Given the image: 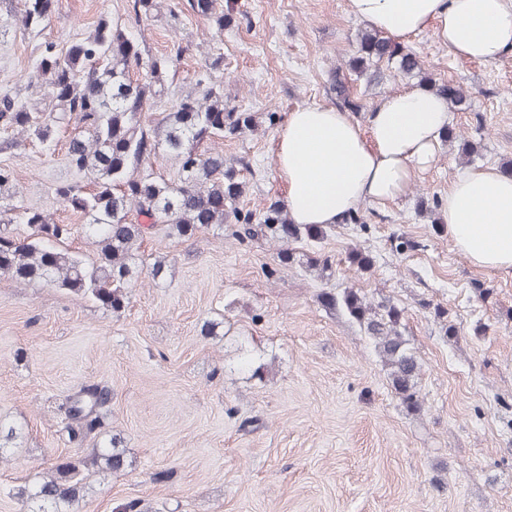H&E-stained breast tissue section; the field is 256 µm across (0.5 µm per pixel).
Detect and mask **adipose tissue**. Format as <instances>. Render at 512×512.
Segmentation results:
<instances>
[{"label":"adipose tissue","instance_id":"adipose-tissue-1","mask_svg":"<svg viewBox=\"0 0 512 512\" xmlns=\"http://www.w3.org/2000/svg\"><path fill=\"white\" fill-rule=\"evenodd\" d=\"M354 16L401 42L431 27L453 55L483 63L512 51V0H349ZM449 122L446 99L413 88L387 96L359 123L328 106L297 109L278 139L275 167L296 224L332 226L364 201L387 204L434 166ZM450 239L472 265L512 269V176L464 171L440 204Z\"/></svg>","mask_w":512,"mask_h":512}]
</instances>
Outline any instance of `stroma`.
<instances>
[{
  "mask_svg": "<svg viewBox=\"0 0 512 512\" xmlns=\"http://www.w3.org/2000/svg\"><path fill=\"white\" fill-rule=\"evenodd\" d=\"M56 2L43 36L15 16L0 25V90L25 92L43 40L62 47L100 15L127 18L128 0ZM158 2L138 39L155 56L175 42L184 52L151 116L170 111L223 53L214 80L229 104L256 115L254 130L222 144L249 163L242 207L286 198L279 135L290 112L335 106L331 73L354 53L363 22L348 0H236L239 28L215 41L211 20ZM405 46L435 80L465 92L470 107L454 111L452 125L480 146L471 165L512 161V52L464 60L429 28ZM346 80L364 105L362 123L384 97L418 85L401 75L371 87ZM74 134L61 128L50 155L0 152V165L14 169L25 202L75 225L65 248L91 257L80 217L51 193L75 177L65 163ZM460 154V142L440 144L435 165L397 201L359 205V223L332 226L317 248L328 264L321 272L299 262L306 244H293L297 260L284 267L263 236L206 231L188 242L148 236L140 253L164 259L166 275L142 273L118 316L67 290L0 276V420L19 431L0 461V487L74 454L56 407L95 383L112 391L99 438L121 437L133 466L91 477L79 512H112L119 500L138 501L141 512H512V270L472 266L420 213L464 171ZM354 249L372 257L369 269L350 266ZM346 288L403 309V334L422 363L421 412L395 396L359 324L317 300ZM209 321L212 336L201 332ZM244 346L271 361L268 377L240 371Z\"/></svg>",
  "mask_w": 512,
  "mask_h": 512,
  "instance_id": "35a3bbf8",
  "label": "stroma"
}]
</instances>
